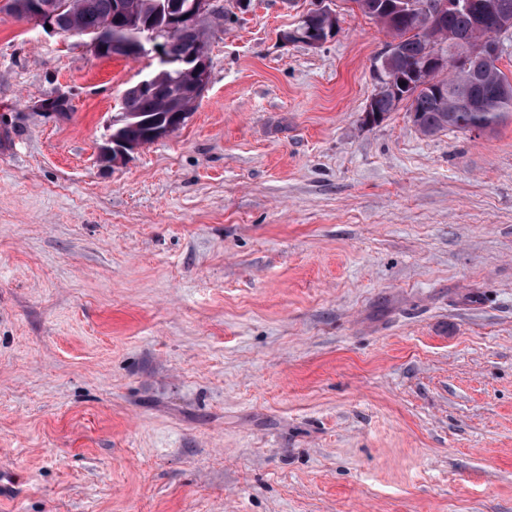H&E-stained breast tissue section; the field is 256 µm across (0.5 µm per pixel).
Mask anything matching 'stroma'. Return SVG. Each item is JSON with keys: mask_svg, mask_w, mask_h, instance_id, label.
Here are the masks:
<instances>
[{"mask_svg": "<svg viewBox=\"0 0 512 512\" xmlns=\"http://www.w3.org/2000/svg\"><path fill=\"white\" fill-rule=\"evenodd\" d=\"M221 2L115 167L154 57L0 13V512H512V116L363 125L378 24ZM217 2L219 1L194 0L189 14L184 12L173 16L164 36L158 33L143 34L142 28L125 26L124 29L129 32L121 39L112 41L114 47L129 56H139L153 50L157 52L158 48L166 42V59H158V68L154 73L159 72L163 76L154 85L153 83L160 74L140 82V87L144 89L153 85L149 91H143L139 87V83L125 91L122 106L125 119L122 124L112 128V132L119 128L120 135L130 143L123 142L117 136V132L111 133L106 143L98 151L96 157L98 163L104 166H116L127 161L131 153L150 142L131 143L142 142L149 129V124L167 121L169 112H176L171 114V121L174 122L180 121L184 116L182 112H185L183 123L185 122L196 103L190 97L195 100L202 98L209 83L207 44L203 45L196 42L204 41L205 28L186 26L179 33L170 37L169 35L179 30L187 21L202 26L208 22L222 19L224 17V7L218 5ZM184 15H187V18H184ZM166 38H168L167 41ZM120 51L109 46L99 54L100 56L122 55ZM184 53L186 65L189 67L181 73V78L186 81L190 97L182 93V85L179 82V76H177L179 70L186 67L182 61ZM314 7L305 12L298 20V24L293 29H287L281 32L280 38L283 43H303L313 48L322 46L335 33L337 25V17L334 9L330 7L333 0H311ZM316 18H327L329 25L323 30L315 33V30H322L325 20ZM313 19H316L312 22Z\"/></svg>", "mask_w": 512, "mask_h": 512, "instance_id": "1", "label": "stroma"}]
</instances>
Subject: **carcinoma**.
I'll return each mask as SVG.
<instances>
[{
	"instance_id": "obj_1",
	"label": "carcinoma",
	"mask_w": 512,
	"mask_h": 512,
	"mask_svg": "<svg viewBox=\"0 0 512 512\" xmlns=\"http://www.w3.org/2000/svg\"><path fill=\"white\" fill-rule=\"evenodd\" d=\"M57 0H6L3 6L18 20L30 21L34 6L51 12ZM66 10L56 21L66 32L94 34L102 31L109 36L122 33L125 19L136 16L157 27L165 23L166 0H124L125 13L116 11L117 0H64ZM362 14L382 25L392 38L399 40L398 55L388 62L393 73L410 79V66L421 62L426 50L444 44L456 47L454 40L463 38L476 44L497 32L501 21L512 20V0H464L460 8H449L438 30L413 32L406 15H394L385 10L384 0H354ZM205 28L186 26L170 36L165 45L166 58L158 61L162 74L153 87L145 92L139 85L128 88L123 96L124 122L118 125L120 135L128 142H141L149 124L168 120L171 112L190 114L195 101L182 93L179 70L184 68L187 47L204 40ZM434 85L418 91L410 99L409 109L418 130L432 136L443 131L462 133L482 132L503 120L512 111V80L498 66L490 67L475 53L447 76L432 75Z\"/></svg>"
}]
</instances>
